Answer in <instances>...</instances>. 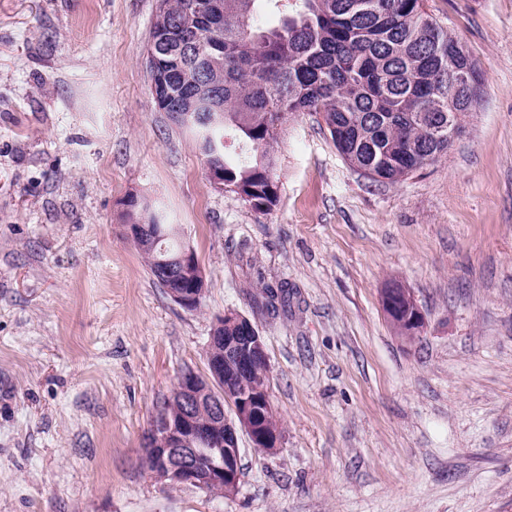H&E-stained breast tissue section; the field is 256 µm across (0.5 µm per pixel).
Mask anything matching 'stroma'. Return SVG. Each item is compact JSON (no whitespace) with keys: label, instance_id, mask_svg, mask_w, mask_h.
<instances>
[{"label":"stroma","instance_id":"35a3bbf8","mask_svg":"<svg viewBox=\"0 0 512 512\" xmlns=\"http://www.w3.org/2000/svg\"><path fill=\"white\" fill-rule=\"evenodd\" d=\"M158 6L0 0V512H512V0H426L482 78L447 156L380 184L305 113L267 212L157 109ZM132 197L193 247L197 310L150 275ZM229 309L265 338L280 445L240 434L233 496L165 486L144 436Z\"/></svg>","mask_w":512,"mask_h":512}]
</instances>
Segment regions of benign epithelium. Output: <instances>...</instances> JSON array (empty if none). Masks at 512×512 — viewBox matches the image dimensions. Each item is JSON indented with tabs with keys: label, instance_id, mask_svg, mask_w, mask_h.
Wrapping results in <instances>:
<instances>
[{
	"label": "benign epithelium",
	"instance_id": "benign-epithelium-1",
	"mask_svg": "<svg viewBox=\"0 0 512 512\" xmlns=\"http://www.w3.org/2000/svg\"><path fill=\"white\" fill-rule=\"evenodd\" d=\"M160 275L178 284L168 289L176 303L190 311L199 306L204 278L190 246L163 260ZM226 324L240 328L242 335L218 336L216 329ZM206 354V373L188 368L179 374L173 395L181 414L152 426L144 442V463L157 481L168 486L219 488L232 496L240 480L238 433L245 432L255 448L276 449L280 443V430L271 426L276 411L269 385L248 382L256 366L269 368L265 338L250 320L227 310L215 318ZM230 377L242 384L231 397L215 389Z\"/></svg>",
	"mask_w": 512,
	"mask_h": 512
}]
</instances>
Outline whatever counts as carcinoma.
Instances as JSON below:
<instances>
[{
  "label": "carcinoma",
  "instance_id": "cac0c4a2",
  "mask_svg": "<svg viewBox=\"0 0 512 512\" xmlns=\"http://www.w3.org/2000/svg\"><path fill=\"white\" fill-rule=\"evenodd\" d=\"M193 0H160L147 53L158 57L160 109L220 112L211 129H189L209 143L206 166L224 169V187L252 209L278 201L275 144L279 129L305 112L321 116L336 149L379 183H397L447 155L448 118L456 135L480 96L470 55L427 11L425 0H293L271 25L281 0H211L206 15ZM467 72L456 88L448 75ZM154 247L134 239L150 274L181 244L172 225L152 217ZM288 285L265 292L274 313ZM407 299L398 295L391 325L409 336Z\"/></svg>",
  "mask_w": 512,
  "mask_h": 512
}]
</instances>
